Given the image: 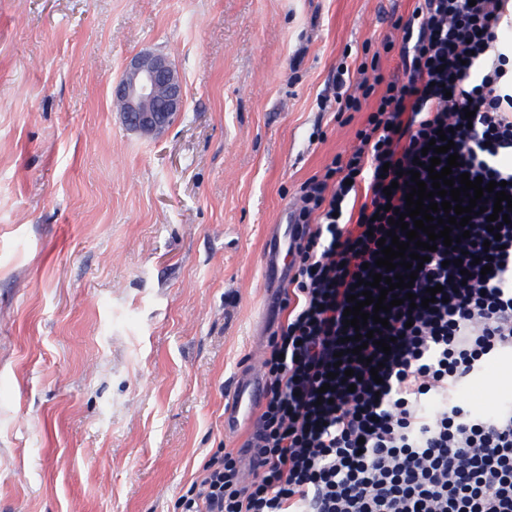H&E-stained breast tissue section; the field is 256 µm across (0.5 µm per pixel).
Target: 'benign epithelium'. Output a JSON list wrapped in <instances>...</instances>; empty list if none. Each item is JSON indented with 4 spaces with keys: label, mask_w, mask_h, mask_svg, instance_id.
<instances>
[{
    "label": "benign epithelium",
    "mask_w": 512,
    "mask_h": 512,
    "mask_svg": "<svg viewBox=\"0 0 512 512\" xmlns=\"http://www.w3.org/2000/svg\"><path fill=\"white\" fill-rule=\"evenodd\" d=\"M115 94L127 124L145 132L164 130L184 105L183 85L175 68L158 53L134 57Z\"/></svg>",
    "instance_id": "7a95c632"
}]
</instances>
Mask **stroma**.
Wrapping results in <instances>:
<instances>
[{
  "instance_id": "35a3bbf8",
  "label": "stroma",
  "mask_w": 512,
  "mask_h": 512,
  "mask_svg": "<svg viewBox=\"0 0 512 512\" xmlns=\"http://www.w3.org/2000/svg\"><path fill=\"white\" fill-rule=\"evenodd\" d=\"M414 0H0V512H174L233 382L282 314L303 183L356 145L324 112ZM169 55L185 106L129 127V61ZM502 360L464 386L482 410Z\"/></svg>"
}]
</instances>
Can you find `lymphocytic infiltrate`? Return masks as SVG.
I'll use <instances>...</instances> for the list:
<instances>
[{"mask_svg":"<svg viewBox=\"0 0 512 512\" xmlns=\"http://www.w3.org/2000/svg\"><path fill=\"white\" fill-rule=\"evenodd\" d=\"M510 23L512 0H415L395 23L401 79L384 82L376 55L339 72V111L367 117L294 214L286 319L262 360L250 460L216 449L175 512H512V407L477 412L458 397L512 352V223L494 234L481 214L453 227L456 243L431 252L412 287L421 301L442 286L441 301L392 307L380 329L343 316L378 271V239L400 234L389 210L405 208L413 160L438 130L462 151L460 172L512 195ZM370 332L375 343L356 349L354 334Z\"/></svg>","mask_w":512,"mask_h":512,"instance_id":"1","label":"lymphocytic infiltrate"}]
</instances>
